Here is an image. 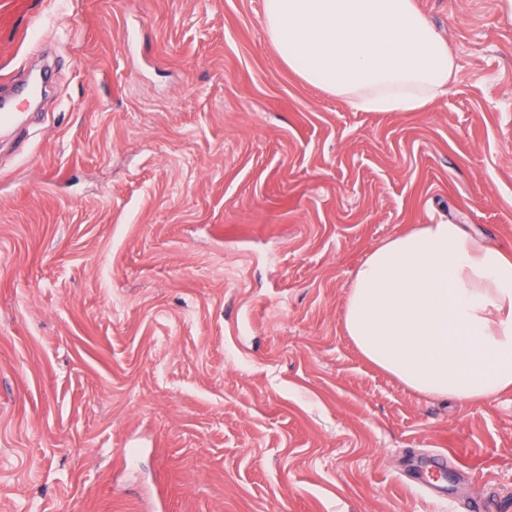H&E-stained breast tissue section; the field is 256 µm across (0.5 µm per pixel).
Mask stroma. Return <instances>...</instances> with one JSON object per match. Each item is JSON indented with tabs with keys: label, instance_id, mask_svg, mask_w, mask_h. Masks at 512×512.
Wrapping results in <instances>:
<instances>
[{
	"label": "stroma",
	"instance_id": "1",
	"mask_svg": "<svg viewBox=\"0 0 512 512\" xmlns=\"http://www.w3.org/2000/svg\"><path fill=\"white\" fill-rule=\"evenodd\" d=\"M263 2L0 0V76L59 61L0 138V512H512V390L420 395L344 328L410 225L512 253V17L413 0L454 70L391 116L288 70ZM440 450L445 502L402 483Z\"/></svg>",
	"mask_w": 512,
	"mask_h": 512
}]
</instances>
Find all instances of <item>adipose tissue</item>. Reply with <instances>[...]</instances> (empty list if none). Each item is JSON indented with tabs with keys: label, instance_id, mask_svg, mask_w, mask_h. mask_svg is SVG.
Masks as SVG:
<instances>
[{
	"label": "adipose tissue",
	"instance_id": "obj_1",
	"mask_svg": "<svg viewBox=\"0 0 512 512\" xmlns=\"http://www.w3.org/2000/svg\"><path fill=\"white\" fill-rule=\"evenodd\" d=\"M289 70L358 112H420L447 94L448 45L413 0H264ZM344 324L360 354L419 394L512 390V256L462 225L401 231L356 269Z\"/></svg>",
	"mask_w": 512,
	"mask_h": 512
}]
</instances>
